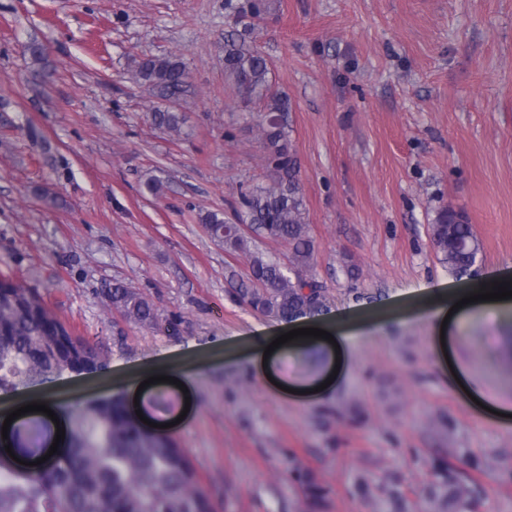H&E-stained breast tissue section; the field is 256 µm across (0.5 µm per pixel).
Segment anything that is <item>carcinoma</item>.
Segmentation results:
<instances>
[{"label": "carcinoma", "mask_w": 512, "mask_h": 512, "mask_svg": "<svg viewBox=\"0 0 512 512\" xmlns=\"http://www.w3.org/2000/svg\"><path fill=\"white\" fill-rule=\"evenodd\" d=\"M231 29L224 33V76L238 103L247 108L261 102L268 119L259 125L270 180L241 194L231 220L216 213L203 218L210 234L231 251L249 254V283L236 287L238 297L257 312L285 321L327 309L325 287L309 275L314 244L297 160L281 122L288 98L270 80L268 59L250 44V34L269 13L268 0H225ZM133 77L162 101L172 102L186 91L188 72L176 54L136 61ZM155 125L181 130L182 117L164 107L152 112ZM249 224L265 238L288 244L287 262L251 252L235 229ZM428 235L440 263L451 275L473 280L481 289L476 264L480 243L461 212L435 211ZM112 307L141 326L157 324L153 303L133 288L116 284ZM43 296L22 281L0 288V391L15 389L54 374L98 372L109 356L66 323L43 313ZM471 474L460 476L451 463L440 465L441 481L432 491L436 512H476L475 459ZM0 512H215L201 485L198 469L186 451L164 435L143 431L118 398L92 399L70 417V439L50 465L23 477L0 471Z\"/></svg>", "instance_id": "cac0c4a2"}]
</instances>
